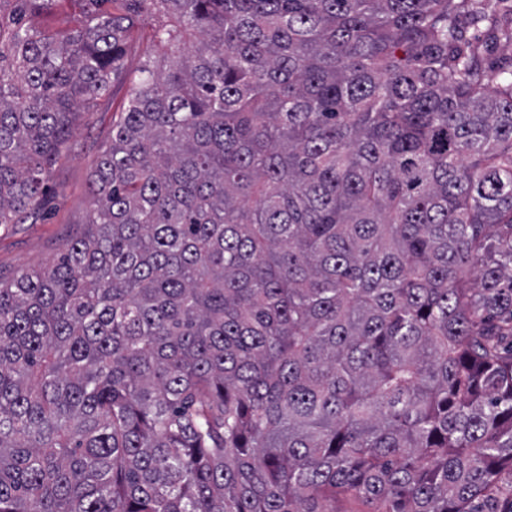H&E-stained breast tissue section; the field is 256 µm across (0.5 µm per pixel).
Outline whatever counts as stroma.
<instances>
[{"instance_id": "stroma-1", "label": "stroma", "mask_w": 512, "mask_h": 512, "mask_svg": "<svg viewBox=\"0 0 512 512\" xmlns=\"http://www.w3.org/2000/svg\"><path fill=\"white\" fill-rule=\"evenodd\" d=\"M465 36L477 46L483 67L504 77L512 75L511 44L493 41L483 26L467 28ZM126 89L123 83L112 85L107 95L80 114L68 150L47 176L43 218L34 224L0 225V279L9 281L50 265L67 242L85 231L92 208L89 181L111 143L112 117L120 112Z\"/></svg>"}]
</instances>
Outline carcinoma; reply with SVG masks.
<instances>
[{"label": "carcinoma", "mask_w": 512, "mask_h": 512, "mask_svg": "<svg viewBox=\"0 0 512 512\" xmlns=\"http://www.w3.org/2000/svg\"><path fill=\"white\" fill-rule=\"evenodd\" d=\"M0 224L148 56L86 234L0 280V512H512L492 0H16ZM59 7L58 26L30 17ZM465 37L478 48L479 58L484 68L500 73L499 79L512 73V45L491 40L487 26L469 27ZM149 52L157 55L151 51L145 40L133 43L128 48L125 56V71L127 80L138 75V70Z\"/></svg>", "instance_id": "cac0c4a2"}]
</instances>
